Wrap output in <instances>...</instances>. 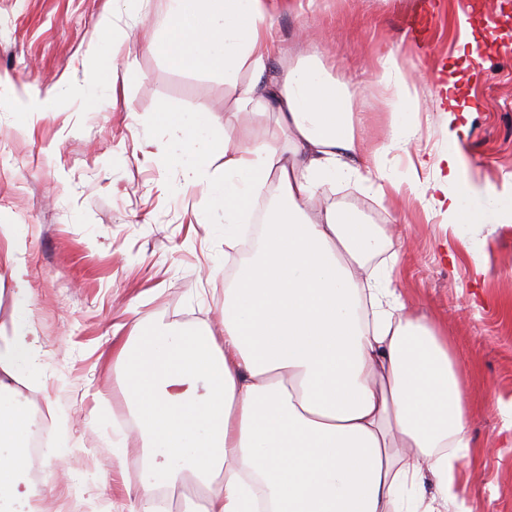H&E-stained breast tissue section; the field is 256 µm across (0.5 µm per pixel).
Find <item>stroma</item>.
<instances>
[{
    "label": "stroma",
    "mask_w": 512,
    "mask_h": 512,
    "mask_svg": "<svg viewBox=\"0 0 512 512\" xmlns=\"http://www.w3.org/2000/svg\"><path fill=\"white\" fill-rule=\"evenodd\" d=\"M420 0H271L275 75L299 57L318 55L356 94L357 134L381 139L387 118L376 81L395 53L415 84L417 140L387 157L401 179L408 154L448 148L443 84L455 79L460 147L468 173L501 184L512 173V0H435L422 44L404 32ZM471 4L472 51L460 43L458 7ZM164 0L139 10L113 0H0V75L17 91L59 86L57 109L39 121L0 103V224L15 227L16 272L0 273V324L21 321L40 338L18 385L28 413L64 467L43 464L55 487L45 512H126L143 451L112 460L114 413L122 399L112 375V348L135 324L159 320L194 332L220 331L225 277L224 215L210 190L224 183V158L192 179L176 159L161 106L222 117L217 138L239 142L227 116L224 75L183 70L144 43L146 22ZM495 27L482 23L486 7ZM110 18L115 96L87 101L98 79L90 46ZM324 203L356 211L377 225L383 250L372 265L397 264L394 286L416 313L443 332L462 371L470 406L471 454L461 463L466 492L455 512H512V223L458 231L418 200L378 199L339 183ZM24 295H17V287Z\"/></svg>",
    "instance_id": "obj_1"
}]
</instances>
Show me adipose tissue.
<instances>
[{"instance_id": "obj_1", "label": "adipose tissue", "mask_w": 512, "mask_h": 512, "mask_svg": "<svg viewBox=\"0 0 512 512\" xmlns=\"http://www.w3.org/2000/svg\"><path fill=\"white\" fill-rule=\"evenodd\" d=\"M148 40L180 69L219 70L231 114L262 107L288 141L277 152L216 140L219 117L161 107L189 172L224 157L226 252H238L256 199L276 184L254 253L224 289L222 335L168 326L134 330L113 357L126 418L147 461L129 512H158L159 490L192 482L201 512H440L462 492L469 455L468 396L448 339L411 311L388 276L367 271L381 242L351 211L316 207L324 186L356 182L385 198L428 194V209L456 228L512 223V174L475 183L458 131L448 149L417 157L403 181L385 171L419 126L417 90L395 55L379 73L389 106L383 142L355 134L352 94L307 58L264 79L275 51L268 0H166ZM249 72L241 80V72ZM29 329L0 330V512H25L51 493L29 479L23 445L34 422L16 388ZM432 478L433 496L423 490Z\"/></svg>"}]
</instances>
